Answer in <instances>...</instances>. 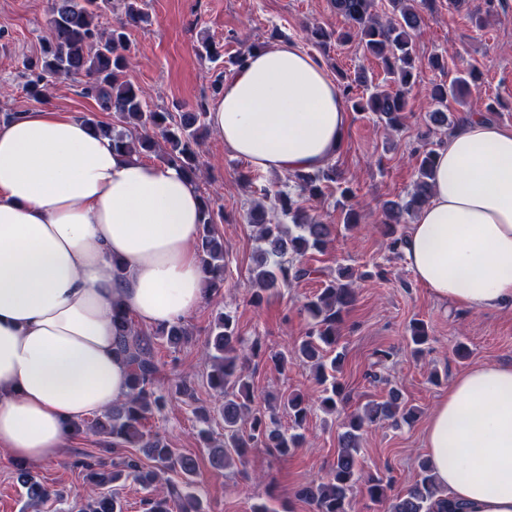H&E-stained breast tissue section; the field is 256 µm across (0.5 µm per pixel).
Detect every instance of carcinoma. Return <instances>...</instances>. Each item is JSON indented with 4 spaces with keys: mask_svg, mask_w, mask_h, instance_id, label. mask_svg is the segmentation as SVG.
Returning <instances> with one entry per match:
<instances>
[{
    "mask_svg": "<svg viewBox=\"0 0 512 512\" xmlns=\"http://www.w3.org/2000/svg\"><path fill=\"white\" fill-rule=\"evenodd\" d=\"M333 3L349 27L348 31L337 35V39L355 33L369 54L383 60L389 77V84L371 87L366 75L359 72L353 81L339 85L342 95L354 110L373 112L385 127L398 129L413 85L416 52L412 33L420 27L421 15L408 6L406 0H389L391 12L383 18L376 11L374 0H333ZM124 5L125 18L106 28L102 19L112 11V0H51L48 24L52 38L43 46L40 57L25 63L29 72L26 92L38 100L44 96L51 80L83 75L87 78L84 95L93 98L100 111L117 115L124 127L118 130L93 118H86L84 122L111 135L115 148L140 158L156 152L162 144L164 162L196 174L201 165L200 142L208 130L207 104L201 101L191 107L179 105L174 113L152 110L144 92L124 80L128 66L127 26L146 18L139 0H124ZM264 47V42L254 43L244 51L225 57L224 71L214 80L212 95L220 94L226 75L239 69L248 55ZM469 92L468 79L462 73L446 84L433 86L430 104L438 109L430 113L431 122L437 127L448 126V114L443 107L447 106L448 99L458 100ZM436 151L428 135H422V144L414 149L416 179L412 192L386 205L384 235L394 254L401 253L405 239L399 225L410 223L429 198ZM289 179L300 194L311 200L323 198L326 190L336 187L344 228L349 230L359 224L353 190L342 182L336 166L328 164L314 170H297L289 174ZM274 209L290 221L296 231L271 223L261 203L251 209L250 222L258 239L266 244L253 277V302L257 305L288 282L317 277L320 271L302 264L301 258L310 251H324L333 233V225L309 214L285 191L275 194ZM202 216L196 250L210 274L206 289L216 293L224 284V244L214 235L215 211L208 197L204 198ZM354 300L351 275L348 269L340 267L337 276L326 281L324 287L302 305L313 322L306 336L291 351L269 355L280 371L294 364L306 365L316 371L321 383H330L323 389L320 404L331 414L347 403L344 388L336 378L345 358L337 346L343 314ZM112 322L118 331L117 350L128 366L129 393L100 413L90 423V428L112 434L113 452L133 448L138 455L121 457L109 466L100 461L81 462L91 493L80 503L79 512H123V505L112 493V487L129 479L149 492L143 500L145 512H204L202 499L193 489V477L198 468L196 460L176 454L145 425L153 410L164 404V396L157 388L159 364L155 357V340L163 339L176 349L189 341L191 332L179 321L160 327L152 334L146 333L137 329L130 315L122 309L113 311ZM261 353L262 345L257 341L244 348L230 314L220 315L214 321L206 344L205 358L209 367L206 379L210 388L224 398L219 410L224 433L218 443L215 438L206 437L208 462L213 469L223 470L237 462L244 463L253 448H266L282 459L303 444L302 429L310 411L306 396L296 393L280 403L290 422L286 429L274 416L268 417L253 406L246 366L251 358ZM399 417L409 422L415 412L406 406L397 390L391 391L386 401L370 402L363 411L347 415L344 431L339 436L336 462L328 477L301 490V496L315 505L316 512H350L349 495L361 480L358 461L361 432L367 424ZM420 469V480L392 499L389 512H433L436 498L442 491L428 466L423 463ZM17 480L33 509L46 503L52 495V491L25 468L18 470Z\"/></svg>",
    "mask_w": 512,
    "mask_h": 512,
    "instance_id": "obj_1",
    "label": "carcinoma"
}]
</instances>
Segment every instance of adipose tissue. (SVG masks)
<instances>
[{
  "label": "adipose tissue",
  "mask_w": 512,
  "mask_h": 512,
  "mask_svg": "<svg viewBox=\"0 0 512 512\" xmlns=\"http://www.w3.org/2000/svg\"><path fill=\"white\" fill-rule=\"evenodd\" d=\"M207 121L254 169L313 170L338 153L349 107L318 58L283 43L248 56ZM201 210L195 179L55 107L0 122L1 451L54 460L75 426L126 397L112 311L164 326L204 302ZM402 250L437 300L512 306V127L464 115ZM425 446L436 512H512V365L456 375Z\"/></svg>",
  "instance_id": "1"
}]
</instances>
